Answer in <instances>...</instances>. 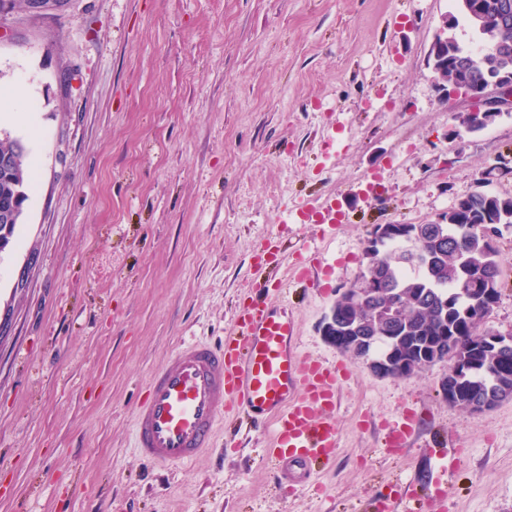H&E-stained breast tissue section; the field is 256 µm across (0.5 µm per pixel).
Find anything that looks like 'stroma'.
I'll return each instance as SVG.
<instances>
[{"label":"stroma","instance_id":"1","mask_svg":"<svg viewBox=\"0 0 512 512\" xmlns=\"http://www.w3.org/2000/svg\"><path fill=\"white\" fill-rule=\"evenodd\" d=\"M458 0H66L0 17V90L35 186L0 251V512H370L436 448H462L445 512H512V401L445 400L449 362L379 377L323 324L383 224H434L482 190L512 197V112L470 132L428 62ZM335 206V231L301 223ZM301 355L341 364L339 448L281 484L268 424L224 411L215 445L164 474L134 453L136 404L192 336L219 340L263 240ZM488 329L512 336V226L496 238ZM402 452L384 436L405 411Z\"/></svg>","mask_w":512,"mask_h":512}]
</instances>
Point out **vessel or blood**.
<instances>
[{
    "mask_svg": "<svg viewBox=\"0 0 512 512\" xmlns=\"http://www.w3.org/2000/svg\"><path fill=\"white\" fill-rule=\"evenodd\" d=\"M256 292L222 344L191 337L152 376L135 419L140 458L167 467L193 464L210 447L228 399L254 421L272 422L267 457L279 479L295 472L309 478L313 466L335 456L340 370L300 357L287 307L269 305L265 286ZM415 426L414 415L403 414L387 434L388 449L400 452Z\"/></svg>",
    "mask_w": 512,
    "mask_h": 512,
    "instance_id": "b4317fda",
    "label": "vessel or blood"
}]
</instances>
